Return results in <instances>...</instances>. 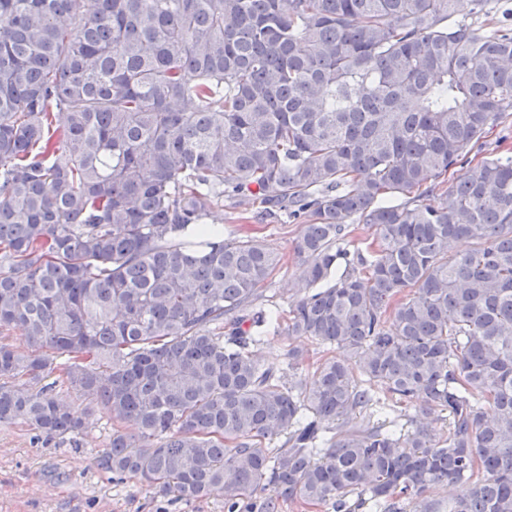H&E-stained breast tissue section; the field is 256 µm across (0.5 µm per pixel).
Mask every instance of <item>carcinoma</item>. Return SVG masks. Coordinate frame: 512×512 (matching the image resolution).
Returning <instances> with one entry per match:
<instances>
[{
  "instance_id": "1",
  "label": "carcinoma",
  "mask_w": 512,
  "mask_h": 512,
  "mask_svg": "<svg viewBox=\"0 0 512 512\" xmlns=\"http://www.w3.org/2000/svg\"><path fill=\"white\" fill-rule=\"evenodd\" d=\"M459 2L0 0V423L96 409L100 469L225 512H512V154L435 197L512 112V12ZM224 200L301 223L288 335L349 352L309 385L251 352L281 257ZM56 369L84 409L9 385Z\"/></svg>"
}]
</instances>
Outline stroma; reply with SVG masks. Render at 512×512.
<instances>
[{"mask_svg":"<svg viewBox=\"0 0 512 512\" xmlns=\"http://www.w3.org/2000/svg\"><path fill=\"white\" fill-rule=\"evenodd\" d=\"M209 220L223 224L225 233L245 229L282 258L262 285L258 305L264 309L289 310L311 288L300 276L293 246L301 226L279 217L267 221H241L240 211L231 203L211 209ZM297 344L284 331L267 333L253 352L267 367L280 375L308 384L319 363L342 358L343 350L304 342L305 360L289 369L286 354ZM111 424L98 411L85 417L79 445L66 440L31 444V434L18 424L0 423V512H224V501H156L139 478L113 481L95 460L105 449Z\"/></svg>","mask_w":512,"mask_h":512,"instance_id":"obj_1","label":"stroma"}]
</instances>
